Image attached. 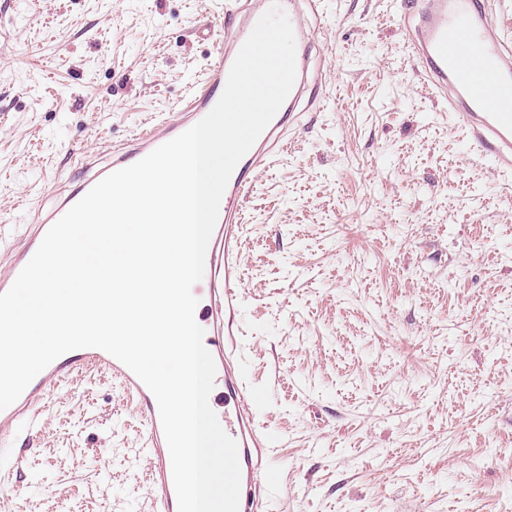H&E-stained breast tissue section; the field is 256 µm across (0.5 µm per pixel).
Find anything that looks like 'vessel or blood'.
I'll return each instance as SVG.
<instances>
[{
	"label": "vessel or blood",
	"mask_w": 512,
	"mask_h": 512,
	"mask_svg": "<svg viewBox=\"0 0 512 512\" xmlns=\"http://www.w3.org/2000/svg\"><path fill=\"white\" fill-rule=\"evenodd\" d=\"M279 3L287 14L300 46L297 76L286 101L235 168L220 205L206 263L212 270L200 289L205 315L199 324L216 363V377L224 386V429L236 440L241 469L239 512H265L263 488L267 474L268 440L256 425V415L241 368L238 310L242 299L239 275V229L244 203L258 172L284 151L292 130L305 113L326 102L322 49L305 23L307 15H321L323 0H227L224 22L200 30L213 45L211 62L174 118L150 124L113 146L105 159L84 154L76 165L84 179L66 184L50 208L32 207V220L20 245L0 264V293L6 292L39 247L45 233L71 206L108 174L136 163L206 116L220 98L230 67L259 18ZM401 18L408 32L412 59L421 67L432 95L448 104V117L465 131L471 150L505 177L512 176V41L501 38L488 0H404ZM469 49L467 66H459L462 49ZM93 366L118 378L142 415L149 442V483L154 512H178L171 459L154 395L124 364L97 348L71 351L45 368L20 398L0 410V435L13 436L30 422L36 401L57 382Z\"/></svg>",
	"instance_id": "1"
}]
</instances>
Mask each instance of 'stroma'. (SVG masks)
Returning a JSON list of instances; mask_svg holds the SVG:
<instances>
[{"label":"stroma","instance_id":"35a3bbf8","mask_svg":"<svg viewBox=\"0 0 512 512\" xmlns=\"http://www.w3.org/2000/svg\"><path fill=\"white\" fill-rule=\"evenodd\" d=\"M214 0H0V253L56 174L170 111ZM329 105L244 206L241 364L268 512L512 506V194L409 56L400 0H327ZM146 431L89 369L0 438V512H153Z\"/></svg>","mask_w":512,"mask_h":512}]
</instances>
